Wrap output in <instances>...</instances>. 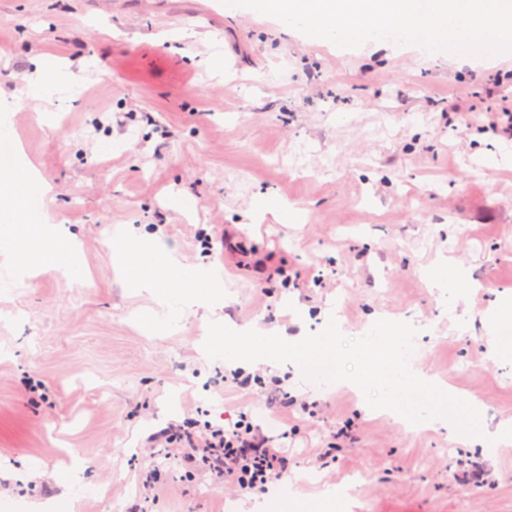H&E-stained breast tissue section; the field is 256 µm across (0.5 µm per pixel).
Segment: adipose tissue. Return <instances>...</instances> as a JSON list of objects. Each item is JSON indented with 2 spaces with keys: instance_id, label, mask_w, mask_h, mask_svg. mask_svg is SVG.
<instances>
[{
  "instance_id": "ef3b65f1",
  "label": "adipose tissue",
  "mask_w": 512,
  "mask_h": 512,
  "mask_svg": "<svg viewBox=\"0 0 512 512\" xmlns=\"http://www.w3.org/2000/svg\"><path fill=\"white\" fill-rule=\"evenodd\" d=\"M48 184L32 166L0 163V229L11 237V253L26 266L75 273L78 243L51 235L43 201ZM118 276L127 287L152 293L167 314L153 318L162 327L183 318L186 308L224 301V277L212 266L185 265L164 250L160 238H144L122 230L115 253Z\"/></svg>"
}]
</instances>
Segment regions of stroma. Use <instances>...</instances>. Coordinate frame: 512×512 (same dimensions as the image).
<instances>
[{"mask_svg": "<svg viewBox=\"0 0 512 512\" xmlns=\"http://www.w3.org/2000/svg\"><path fill=\"white\" fill-rule=\"evenodd\" d=\"M38 59L77 86L18 106ZM503 88L512 52L346 49L221 0H0V114L52 187L49 223L81 241L85 276L33 272L0 246V506L69 512L76 494L81 512H229L239 492L174 448H157L161 484L145 494L142 458L164 429L245 413L286 434V482L318 497L354 485L357 512H512V445L470 448L437 423L408 432L350 389L306 387L292 362L260 370L321 412L276 409L203 352L215 320L303 336L333 313L357 338L380 313L416 328L415 369L477 399L486 435L512 423V359L487 327L512 299V139L487 127ZM462 94L471 110H454ZM266 193L302 223L258 216ZM204 225L209 253L194 238ZM124 228L219 266L230 298L150 328L166 309L118 281ZM445 260L463 272L454 294L424 278ZM281 263L298 284L276 275ZM34 375L48 399L26 395ZM347 422L351 438L336 440ZM478 467L491 471L480 487Z\"/></svg>", "mask_w": 512, "mask_h": 512, "instance_id": "obj_1", "label": "stroma"}]
</instances>
